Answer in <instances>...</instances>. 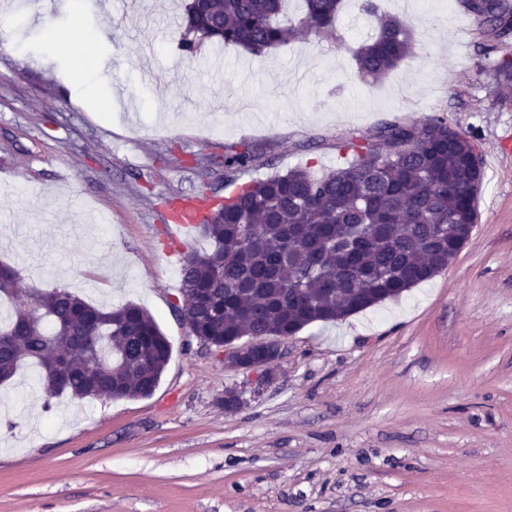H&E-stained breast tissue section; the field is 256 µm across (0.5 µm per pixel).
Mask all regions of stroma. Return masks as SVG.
<instances>
[{"label":"stroma","mask_w":512,"mask_h":512,"mask_svg":"<svg viewBox=\"0 0 512 512\" xmlns=\"http://www.w3.org/2000/svg\"><path fill=\"white\" fill-rule=\"evenodd\" d=\"M186 0H0V261L20 288L148 310L172 346L151 396L47 398L31 370L0 385V512H512V85L460 4L377 0L415 53L378 82L353 51L377 26L343 0L335 37L254 56L182 54ZM111 54L110 95L66 84L74 15ZM443 116L475 136L478 223L448 268L399 299L282 343L274 379L236 411L225 368L172 304L193 234L167 238L174 196H227L225 149L256 148L247 183L322 174L338 144L397 119Z\"/></svg>","instance_id":"obj_1"}]
</instances>
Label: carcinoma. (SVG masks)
<instances>
[{"label":"carcinoma","instance_id":"cac0c4a2","mask_svg":"<svg viewBox=\"0 0 512 512\" xmlns=\"http://www.w3.org/2000/svg\"><path fill=\"white\" fill-rule=\"evenodd\" d=\"M284 0H190L181 49L191 56L213 40L260 56L306 28L336 29L341 0H302L298 24L281 17ZM488 34H505L512 0H486L479 12ZM355 52L362 76L384 77L414 50L411 29L378 13ZM339 148L352 157L320 176L295 168L240 185L200 224L210 252L192 251L181 268L182 306L190 335L210 347L248 336L284 340L317 322H337L396 299L448 267L441 225L477 224L484 177L475 137L434 117L395 120L365 136L351 133ZM248 145L224 153L225 177L255 165ZM17 273L0 264V383L22 365L37 371L50 397L132 399L150 396L169 363L171 345L141 306L102 308L72 293L34 285L16 291Z\"/></svg>","mask_w":512,"mask_h":512}]
</instances>
